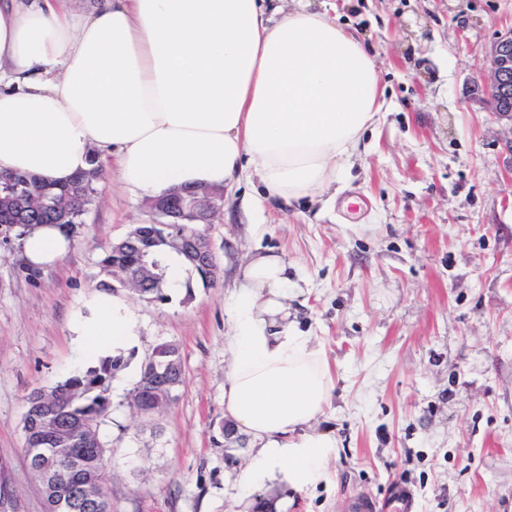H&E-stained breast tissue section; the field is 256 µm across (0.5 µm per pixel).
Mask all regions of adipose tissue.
<instances>
[{
    "label": "adipose tissue",
    "instance_id": "adipose-tissue-1",
    "mask_svg": "<svg viewBox=\"0 0 512 512\" xmlns=\"http://www.w3.org/2000/svg\"><path fill=\"white\" fill-rule=\"evenodd\" d=\"M376 60L328 12L295 0H0V173L63 184L96 154L123 182L160 197L238 184L254 173L268 197L323 194L383 113ZM267 197V198H268ZM58 225L22 239L31 269L71 247ZM224 412L258 446L241 480L287 467L313 484L337 442L312 424L332 377L313 336L288 321V263L277 253L240 267ZM121 300H97L76 335L96 349L135 340Z\"/></svg>",
    "mask_w": 512,
    "mask_h": 512
}]
</instances>
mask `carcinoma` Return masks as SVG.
Masks as SVG:
<instances>
[{
  "instance_id": "1",
  "label": "carcinoma",
  "mask_w": 512,
  "mask_h": 512,
  "mask_svg": "<svg viewBox=\"0 0 512 512\" xmlns=\"http://www.w3.org/2000/svg\"><path fill=\"white\" fill-rule=\"evenodd\" d=\"M91 163L90 169L76 173L63 185L47 183L32 175L1 174L0 226L11 229L18 239L38 224H57L74 234L94 202L95 184L102 175L98 160L94 158ZM201 232L198 224H170L165 231L154 224L137 226L124 241L103 250L100 265L107 279L99 283V288L112 290V280L115 279L142 298L163 301L167 260L171 255L180 258L185 270L196 273L202 283L215 286V257H210L205 267L193 264L167 242V236L171 234L192 236ZM154 352L161 369L173 368L177 383H183L179 347L172 342H162ZM123 366L124 357L120 354L100 355L49 390L28 396L23 431L30 444L37 442L51 422L64 427L75 437L74 444L62 447L61 458L30 464L39 477L48 470L55 473V485H43L46 512H53L52 505L60 501L63 505L58 512H112L106 495L75 510L71 509L69 499L72 483L78 475L95 478L107 467L99 428L111 411L112 378ZM67 458L76 460L78 468L63 464Z\"/></svg>"
}]
</instances>
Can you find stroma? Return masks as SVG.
I'll return each mask as SVG.
<instances>
[{
    "label": "stroma",
    "mask_w": 512,
    "mask_h": 512,
    "mask_svg": "<svg viewBox=\"0 0 512 512\" xmlns=\"http://www.w3.org/2000/svg\"><path fill=\"white\" fill-rule=\"evenodd\" d=\"M357 31L380 70L387 110L335 184L336 201L272 200L258 178L226 190L205 225L218 287L192 279L134 312L137 341L100 427L112 512H383L405 486L414 512H512V119L474 88L512 30V0H310ZM71 250L29 281L0 235V512H45L23 447L26 397L91 356L72 332L103 279L102 249L156 223L112 160ZM271 249L290 265L288 313L315 336L333 388L317 428L338 443L319 482L279 470L240 480L255 450L225 438L230 297L238 269ZM176 343L177 398L141 416L132 391L154 347Z\"/></svg>",
    "instance_id": "stroma-1"
}]
</instances>
